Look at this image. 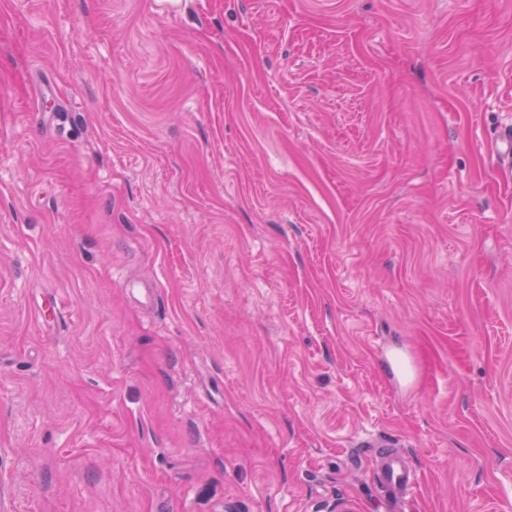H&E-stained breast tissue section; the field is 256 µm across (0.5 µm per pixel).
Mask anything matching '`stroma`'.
<instances>
[{
	"label": "stroma",
	"instance_id": "35a3bbf8",
	"mask_svg": "<svg viewBox=\"0 0 512 512\" xmlns=\"http://www.w3.org/2000/svg\"><path fill=\"white\" fill-rule=\"evenodd\" d=\"M509 125L512 0H0V512H512ZM382 475L385 487L393 493L406 489L413 480L410 471L401 465L399 457L390 454L383 460Z\"/></svg>",
	"mask_w": 512,
	"mask_h": 512
}]
</instances>
